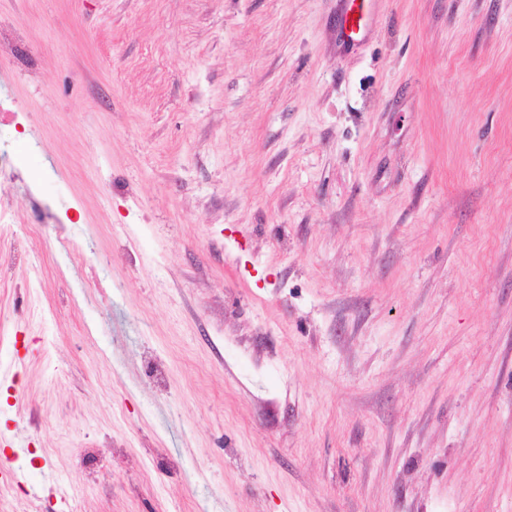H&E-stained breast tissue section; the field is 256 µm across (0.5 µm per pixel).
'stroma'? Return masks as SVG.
<instances>
[{"mask_svg":"<svg viewBox=\"0 0 512 512\" xmlns=\"http://www.w3.org/2000/svg\"><path fill=\"white\" fill-rule=\"evenodd\" d=\"M344 7L0 0V512H512V0ZM348 7L342 15L338 26V38L343 43L351 44L368 28L372 20L375 0H348ZM353 14H357L353 18Z\"/></svg>","mask_w":512,"mask_h":512,"instance_id":"obj_1","label":"stroma"}]
</instances>
